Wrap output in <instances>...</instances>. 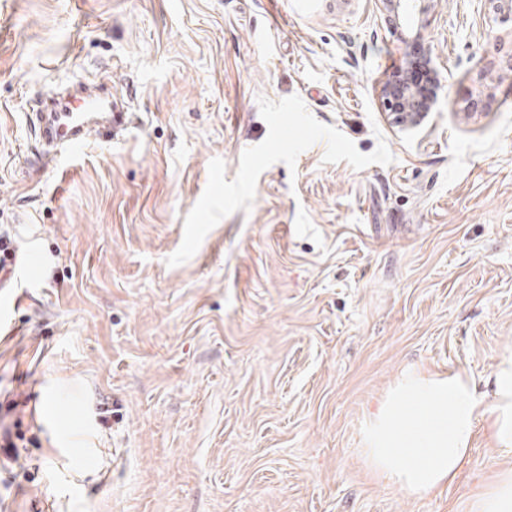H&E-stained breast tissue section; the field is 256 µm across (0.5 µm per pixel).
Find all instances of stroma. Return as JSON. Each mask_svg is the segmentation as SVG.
<instances>
[{"instance_id":"obj_1","label":"stroma","mask_w":512,"mask_h":512,"mask_svg":"<svg viewBox=\"0 0 512 512\" xmlns=\"http://www.w3.org/2000/svg\"><path fill=\"white\" fill-rule=\"evenodd\" d=\"M436 2L0 0V512H472L512 470L485 417L428 493L366 452L406 373L486 393L512 346V15ZM106 69L132 125L44 167L36 101ZM409 57L404 64L380 84V96L388 107L392 122L400 127L420 124L431 109L429 99H423L412 87L407 77Z\"/></svg>"}]
</instances>
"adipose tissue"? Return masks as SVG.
Wrapping results in <instances>:
<instances>
[{
	"label": "adipose tissue",
	"mask_w": 512,
	"mask_h": 512,
	"mask_svg": "<svg viewBox=\"0 0 512 512\" xmlns=\"http://www.w3.org/2000/svg\"><path fill=\"white\" fill-rule=\"evenodd\" d=\"M489 416L503 454H512V349L493 372V400L461 373L444 378L404 377L374 415L367 451L374 467L401 489L423 493L455 478L467 456L476 422Z\"/></svg>",
	"instance_id": "obj_1"
}]
</instances>
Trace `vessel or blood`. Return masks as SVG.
<instances>
[{"instance_id": "b4317fda", "label": "vessel or blood", "mask_w": 512, "mask_h": 512, "mask_svg": "<svg viewBox=\"0 0 512 512\" xmlns=\"http://www.w3.org/2000/svg\"><path fill=\"white\" fill-rule=\"evenodd\" d=\"M94 92L88 111L41 113V134L50 161H57L62 153L74 156L82 152L88 137L109 142L118 139L128 128L129 114L121 103H109V90L98 86Z\"/></svg>"}]
</instances>
